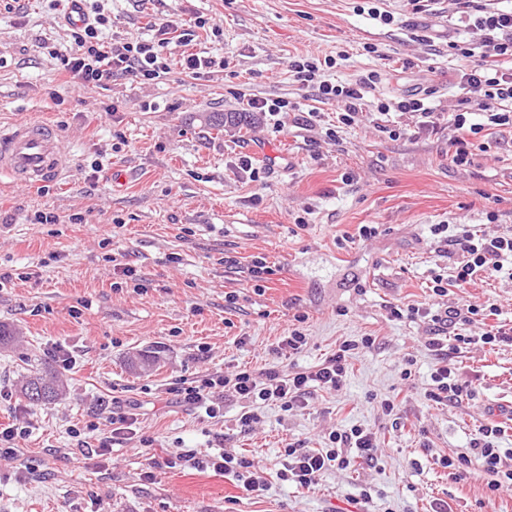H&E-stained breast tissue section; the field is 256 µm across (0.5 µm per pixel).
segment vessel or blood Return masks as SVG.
I'll return each mask as SVG.
<instances>
[{
  "label": "vessel or blood",
  "mask_w": 512,
  "mask_h": 512,
  "mask_svg": "<svg viewBox=\"0 0 512 512\" xmlns=\"http://www.w3.org/2000/svg\"><path fill=\"white\" fill-rule=\"evenodd\" d=\"M73 168L66 136L53 124L23 120L0 126V173L35 187L67 176Z\"/></svg>",
  "instance_id": "1"
}]
</instances>
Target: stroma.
I'll use <instances>...</instances> for the list:
<instances>
[{"label":"stroma","mask_w":512,"mask_h":512,"mask_svg":"<svg viewBox=\"0 0 512 512\" xmlns=\"http://www.w3.org/2000/svg\"><path fill=\"white\" fill-rule=\"evenodd\" d=\"M365 0H111L107 38L148 39L156 23L180 22L190 52L225 59L199 78L180 67L158 80H118L103 88L66 82L45 47L69 46L70 28L28 0L26 14L0 0V123L41 118L70 141L73 170L41 188L0 177V327L14 340L0 347V424L30 432L14 458L0 459V512H512V491L490 493L479 476L453 480L440 457L465 451L477 425L505 428L512 448V349H464L456 355L471 400L428 401L434 360L424 346L426 320H396L399 301L428 307L432 273L449 274L435 224H482L512 230V139L486 137L471 163L448 161L451 132L440 125L399 137L372 123L336 126V108L303 125L298 113L242 129H216L212 112H241L246 99L296 100L288 60L336 59L331 81L380 72L374 94L396 99L432 89L447 105L458 95L459 63L448 38L470 39L448 12L413 13L407 0H380L385 25ZM425 31L427 41L414 38ZM375 52H367V45ZM336 128L328 137V128ZM249 155V177L236 166ZM58 216L36 224L37 212ZM82 223H69L72 214ZM307 217L297 227L295 217ZM375 237H357L361 225ZM237 264L228 267L225 257ZM266 258L269 279L246 268ZM135 269V276L124 273ZM308 338L287 359L273 348L288 331ZM372 336L353 355L343 388L315 395L307 410L265 406L256 428L241 426L243 401L204 418L176 404L170 389L217 371H288L318 365L337 345ZM73 356L59 363L52 351ZM158 357L148 372L130 358ZM412 359V376L400 371ZM53 365L65 385L57 400L30 405L18 384L31 368ZM401 394L405 415L392 423L379 397ZM138 414V435L115 441L87 465L71 458V428L89 445L112 430V415ZM361 425L377 435L373 459L325 471L303 490L277 473L288 445L314 449L331 428ZM152 441L143 448L140 437ZM174 448L221 450L259 462L268 489L243 496L235 479L207 469L155 468Z\"/></svg>","instance_id":"35a3bbf8"}]
</instances>
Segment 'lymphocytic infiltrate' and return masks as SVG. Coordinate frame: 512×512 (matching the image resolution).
Instances as JSON below:
<instances>
[{
	"label": "lymphocytic infiltrate",
	"instance_id": "1",
	"mask_svg": "<svg viewBox=\"0 0 512 512\" xmlns=\"http://www.w3.org/2000/svg\"><path fill=\"white\" fill-rule=\"evenodd\" d=\"M82 2L83 21L72 25L70 47L51 51L72 82L83 87H103L117 78L147 82L169 73L172 46L177 41L186 42L187 33L177 32L175 24L166 21L159 24L151 39L110 43L103 37L104 29L112 21L106 0ZM452 5L454 15L477 36L476 41L465 47L454 41L448 44L463 66L457 74L460 94L444 116L453 131L450 160L454 165L464 166L470 162L473 137L487 131L512 135V7H499L496 0H452ZM333 66L332 59L313 56H297L288 62L298 91L315 103L307 112L306 125L320 120V105L332 103L339 106L337 123L350 126L366 119L377 124L379 132L392 137L399 136L400 131L388 127L391 115H410L422 129L435 126L443 116L425 94L398 100L371 98V91L381 79L375 71L351 82L333 83L324 77L325 69ZM431 232L445 239L448 254L454 259L450 277L433 276L434 295L447 296L453 288L465 291L478 278L512 279V234L492 236L472 224H435ZM389 314L397 320L423 318L431 322V336L425 347L434 356L435 365L425 397L437 404H459L473 393L472 381L461 379L453 363L461 349L512 347V325L499 319V309L494 304L487 306L467 300L433 309L401 303L390 305ZM374 344L370 336L346 339L331 357L311 370L216 372L174 387L173 394L177 402L204 412L210 419L223 416L226 395L245 399L250 407L241 414L240 422L250 428L261 421L254 404H276L287 411L304 409L313 392L339 391L347 377L350 356L355 351L371 349ZM501 434L499 424H480L468 451L442 457L440 463L457 481L466 477L471 464H479L490 491L512 490V448L498 446ZM351 448L357 449L362 458L373 459L377 448L374 432L354 425L329 431L322 448L317 450L288 446L279 477L297 488H310L329 468L348 469L352 460L347 451ZM161 463L170 468H210L233 475L239 488L249 495L262 494L268 488L254 461L225 451L200 458L195 451L178 448L170 451ZM161 463L153 459L148 466L154 469Z\"/></svg>",
	"mask_w": 512,
	"mask_h": 512
}]
</instances>
